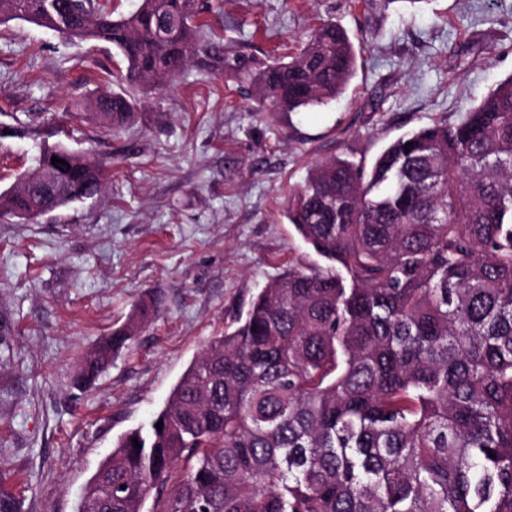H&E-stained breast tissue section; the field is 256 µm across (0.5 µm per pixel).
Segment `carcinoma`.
Here are the masks:
<instances>
[{
	"label": "carcinoma",
	"mask_w": 512,
	"mask_h": 512,
	"mask_svg": "<svg viewBox=\"0 0 512 512\" xmlns=\"http://www.w3.org/2000/svg\"><path fill=\"white\" fill-rule=\"evenodd\" d=\"M56 5L0 0V25L111 46L128 89L71 109L112 133L190 66L236 71L257 109L289 114L336 99L356 68L333 21L251 73L205 32L203 0H139L126 14L104 0L88 14ZM58 151L65 164H44L57 190L0 192V216L102 194L97 160L64 144L45 154ZM286 214L325 264L262 288L149 428L116 439L77 512H512V77L369 165L317 163ZM159 308L135 306L86 352L77 382L90 385Z\"/></svg>",
	"instance_id": "cac0c4a2"
}]
</instances>
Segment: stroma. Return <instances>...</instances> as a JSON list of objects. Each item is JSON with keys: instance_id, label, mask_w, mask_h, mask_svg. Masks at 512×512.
<instances>
[{"instance_id": "obj_1", "label": "stroma", "mask_w": 512, "mask_h": 512, "mask_svg": "<svg viewBox=\"0 0 512 512\" xmlns=\"http://www.w3.org/2000/svg\"><path fill=\"white\" fill-rule=\"evenodd\" d=\"M206 20L254 71L336 21L361 49L355 74L328 105L287 116L254 111L236 77L191 67L115 137L68 109L122 88L110 47L0 25V191L59 143L106 177L99 198L0 220V495L15 512H75L113 441L149 426L267 282L312 259L285 216L312 165L373 160L512 76V0H223ZM149 292L159 314L77 389L85 350Z\"/></svg>"}]
</instances>
